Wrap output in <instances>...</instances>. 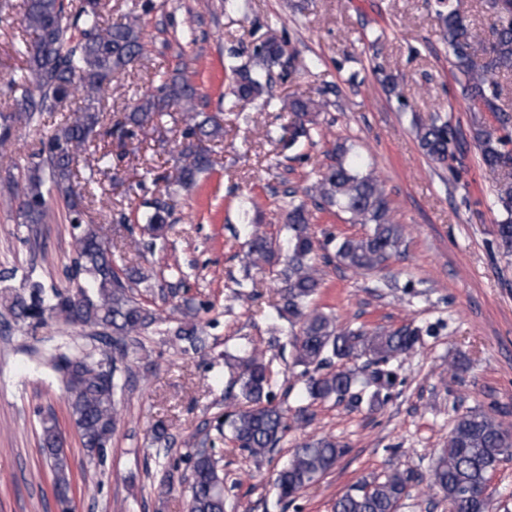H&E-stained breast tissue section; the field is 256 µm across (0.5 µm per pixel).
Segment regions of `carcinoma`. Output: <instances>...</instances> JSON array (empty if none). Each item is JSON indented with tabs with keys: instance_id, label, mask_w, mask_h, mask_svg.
I'll return each instance as SVG.
<instances>
[{
	"instance_id": "carcinoma-1",
	"label": "carcinoma",
	"mask_w": 512,
	"mask_h": 512,
	"mask_svg": "<svg viewBox=\"0 0 512 512\" xmlns=\"http://www.w3.org/2000/svg\"><path fill=\"white\" fill-rule=\"evenodd\" d=\"M485 7L495 21L480 63L474 60L473 36L459 12L450 6L448 11L438 12V18L448 39L453 67L462 76L463 95L496 113L505 129L512 125V113L497 105L495 77L512 73V0H485ZM20 8L24 28L16 53L22 65L9 80V111L0 112V147L12 145L15 129L36 125L46 113L66 112L54 126L47 145L21 170V223H43L46 196L55 194L65 199L70 223L80 227L84 195L75 190L77 157L87 151L95 137H126L174 106L182 109L187 133L172 185L190 187L212 168L206 142L223 136L224 125L218 115L197 110L198 89L180 71H160L154 91L140 95L120 120L98 131L114 76L147 56L144 34L136 20L107 21L102 0H76L71 7L64 0H21ZM74 30L80 34L77 40L72 37ZM307 67V62L288 54L276 37H267L253 48L246 62L229 67L232 107H244L269 92L275 72ZM282 107L294 117L289 140L295 144L310 137L323 103L293 96L283 100ZM415 135L423 153L438 163L465 153L456 129L438 116L416 123ZM474 140L483 165L498 175L496 205L502 219L496 233L504 250L512 253V148L508 147L509 140L493 129L476 130ZM314 189L323 205L347 214L351 223L371 225L364 236L336 244L337 265L355 273H370L399 252L402 229L393 221L382 184L373 169L349 155L348 148L338 146L336 164L321 174ZM287 195L286 248L255 232L247 242L246 266L261 269L278 260V252L285 251L271 320L275 332L280 320L299 326L293 337L292 357L293 365L301 368L305 399L350 398L374 409L385 400L382 391L394 383L392 364L414 351L419 330L410 325L340 329L332 314L311 307L321 288L311 214L305 203L295 202V192ZM169 218L166 202L150 204L146 223L154 238L167 235ZM73 267L78 279L75 288L47 292L38 283L20 290L6 287L3 304L18 321L41 320L48 315L96 328L99 353L75 341H61L52 345L49 358L52 370L67 378L64 387L70 418L87 456L101 464L126 386L118 363L127 356L129 342L155 325L158 316L133 292L134 285L148 274L139 268H114L110 247L91 226L76 238ZM177 309L182 321L173 337L195 350L203 343L198 308L185 299ZM333 358L346 361L348 366L333 373L321 372ZM235 368L234 385L244 406L225 414L224 426L217 432L222 437L229 431L238 448L261 460L278 447L288 430L287 417L273 402L269 364L261 354L254 349L243 351L235 357ZM42 433L55 490L64 500L70 485L69 466L58 446L60 430L55 417L43 418ZM345 453L346 449L330 437L310 439L294 449L274 479L279 500L295 499L332 470ZM511 455L512 431L505 427L500 412L474 407L454 421L429 486L448 500L450 512H488L489 502L484 496L488 477ZM413 481L411 472L400 469L382 479L362 480L336 500L334 512H397ZM188 488V512H226L224 471L212 449H194Z\"/></svg>"
}]
</instances>
